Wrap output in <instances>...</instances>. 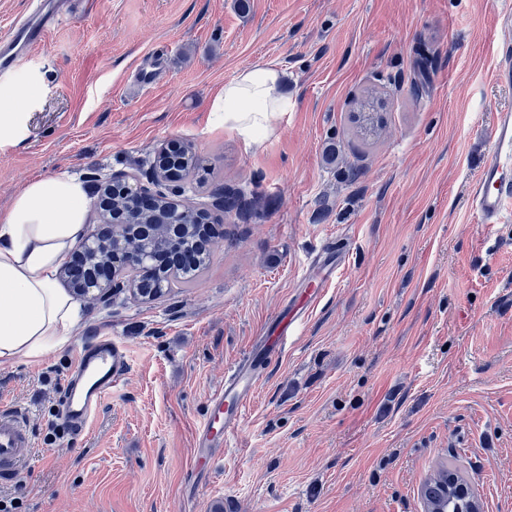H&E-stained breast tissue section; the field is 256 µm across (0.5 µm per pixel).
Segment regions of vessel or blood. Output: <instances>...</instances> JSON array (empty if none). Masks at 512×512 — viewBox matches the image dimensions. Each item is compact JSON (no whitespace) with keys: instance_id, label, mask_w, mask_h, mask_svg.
I'll use <instances>...</instances> for the list:
<instances>
[{"instance_id":"obj_1","label":"vessel or blood","mask_w":512,"mask_h":512,"mask_svg":"<svg viewBox=\"0 0 512 512\" xmlns=\"http://www.w3.org/2000/svg\"><path fill=\"white\" fill-rule=\"evenodd\" d=\"M69 0H33L30 8L0 32V71H8L24 48L45 42L50 29L62 19ZM491 157L469 184L471 206L481 223H501L512 209V111L500 112L490 135ZM296 318L284 313L251 350L224 374V385L211 394L206 415L197 428L196 467H207L213 450L223 449L245 419L250 399L264 377L265 361L284 351ZM127 348L108 336L86 345L78 359L69 389L65 415L84 428L126 381L131 370ZM32 437L25 413L17 407L0 409V481L13 480L28 458Z\"/></svg>"}]
</instances>
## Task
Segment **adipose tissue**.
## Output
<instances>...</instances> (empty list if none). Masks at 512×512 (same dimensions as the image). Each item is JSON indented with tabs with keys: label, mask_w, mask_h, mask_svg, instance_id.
<instances>
[{
	"label": "adipose tissue",
	"mask_w": 512,
	"mask_h": 512,
	"mask_svg": "<svg viewBox=\"0 0 512 512\" xmlns=\"http://www.w3.org/2000/svg\"><path fill=\"white\" fill-rule=\"evenodd\" d=\"M285 74L274 67L240 72L226 82L212 109L253 147L287 111ZM37 93L31 78L0 86V141L18 139L27 115L18 98ZM90 199L79 178H40L25 184L0 212V368L37 365L70 347L81 319L80 306L58 285L62 262L83 239Z\"/></svg>",
	"instance_id": "1"
}]
</instances>
